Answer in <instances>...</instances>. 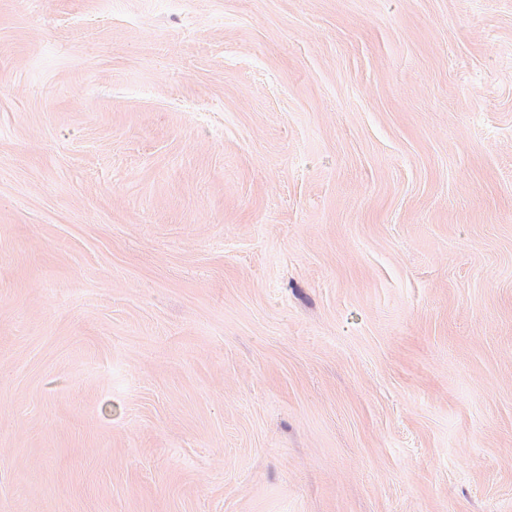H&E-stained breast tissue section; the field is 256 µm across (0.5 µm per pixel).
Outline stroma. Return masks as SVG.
Returning a JSON list of instances; mask_svg holds the SVG:
<instances>
[{
  "instance_id": "35a3bbf8",
  "label": "stroma",
  "mask_w": 512,
  "mask_h": 512,
  "mask_svg": "<svg viewBox=\"0 0 512 512\" xmlns=\"http://www.w3.org/2000/svg\"><path fill=\"white\" fill-rule=\"evenodd\" d=\"M0 512H512V0H0Z\"/></svg>"
}]
</instances>
